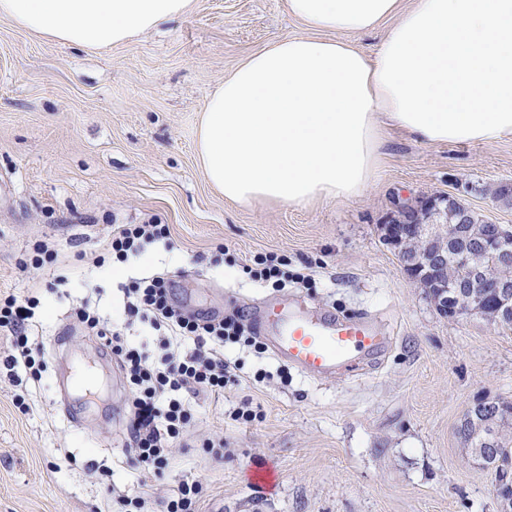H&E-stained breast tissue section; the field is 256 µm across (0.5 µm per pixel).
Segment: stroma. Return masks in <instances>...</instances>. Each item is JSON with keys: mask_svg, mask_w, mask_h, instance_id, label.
<instances>
[{"mask_svg": "<svg viewBox=\"0 0 512 512\" xmlns=\"http://www.w3.org/2000/svg\"><path fill=\"white\" fill-rule=\"evenodd\" d=\"M284 0H196L161 31L104 49L52 41L0 18V296H36L49 353L41 378L7 370L0 329V512H125L118 497L147 493L152 512L181 481H198L199 512H498L490 471L458 434L481 399H512V332L482 319L450 321L382 241L398 206L424 197L465 200L480 219L512 224L496 188L512 184V136L426 143L387 128L371 184L349 200L304 206L225 201L196 162L209 94L247 56L302 33ZM169 225L174 250L150 244L113 262V225ZM54 264L30 267L33 247ZM286 256L306 285L275 288L242 271L257 254ZM165 271L203 311L300 296L313 307L366 310L394 344L378 369L321 383L270 353L229 344L239 382L190 399L187 435L162 474L142 471L124 446L128 392L118 368L70 317L89 304L152 356L165 352L124 309V288ZM96 365L103 407L62 398L65 348ZM259 407L234 421L242 402ZM224 440V456L206 439ZM272 464L274 488L251 481Z\"/></svg>", "mask_w": 512, "mask_h": 512, "instance_id": "stroma-1", "label": "stroma"}]
</instances>
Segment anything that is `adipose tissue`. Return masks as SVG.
Wrapping results in <instances>:
<instances>
[{
  "mask_svg": "<svg viewBox=\"0 0 512 512\" xmlns=\"http://www.w3.org/2000/svg\"><path fill=\"white\" fill-rule=\"evenodd\" d=\"M195 0H0V18L104 48L191 13ZM307 32L249 55L208 97L196 155L226 201L352 199L382 125L428 143L512 135V0H285ZM387 25L374 55L354 35Z\"/></svg>",
  "mask_w": 512,
  "mask_h": 512,
  "instance_id": "1",
  "label": "adipose tissue"
}]
</instances>
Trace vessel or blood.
<instances>
[{
  "label": "vessel or blood",
  "mask_w": 512,
  "mask_h": 512,
  "mask_svg": "<svg viewBox=\"0 0 512 512\" xmlns=\"http://www.w3.org/2000/svg\"><path fill=\"white\" fill-rule=\"evenodd\" d=\"M250 319L275 358L320 382L360 376L392 344L371 313L341 316L296 299L275 301Z\"/></svg>",
  "instance_id": "1"
}]
</instances>
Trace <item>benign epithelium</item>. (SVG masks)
Wrapping results in <instances>:
<instances>
[{
	"instance_id": "obj_1",
	"label": "benign epithelium",
	"mask_w": 512,
	"mask_h": 512,
	"mask_svg": "<svg viewBox=\"0 0 512 512\" xmlns=\"http://www.w3.org/2000/svg\"><path fill=\"white\" fill-rule=\"evenodd\" d=\"M448 200L444 195L426 197L398 213L384 225L383 241L396 252L400 263L440 314L450 320L480 317L491 321L512 319V279L504 272L512 268L509 230L489 223L485 232L472 236L464 223H448ZM455 249L453 278H448V249ZM479 250L492 251L498 269L487 271L475 263ZM481 281L496 289L489 312L473 286ZM495 496L500 512H512V473H501Z\"/></svg>"
}]
</instances>
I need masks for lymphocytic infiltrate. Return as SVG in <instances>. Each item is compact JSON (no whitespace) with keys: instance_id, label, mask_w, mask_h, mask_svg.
<instances>
[{"instance_id":"obj_1","label":"lymphocytic infiltrate","mask_w":512,"mask_h":512,"mask_svg":"<svg viewBox=\"0 0 512 512\" xmlns=\"http://www.w3.org/2000/svg\"><path fill=\"white\" fill-rule=\"evenodd\" d=\"M169 240L170 229L165 224H120L112 230L109 250L117 261L123 262L145 245ZM172 295V281L158 273L135 281L125 291L126 311L177 344L175 351L157 360L129 346L119 331L101 324L89 309L81 308L75 313L78 321L103 340L117 358L131 399L126 427L128 446L143 469L157 474L168 466L171 443L183 438L190 425L191 395H220L229 383L235 382L237 365L225 359L224 345L241 342L255 352L264 350L241 313L219 320L188 314L174 303ZM37 303L36 297L21 300L13 295L0 302V328L10 329L15 335L16 353L7 358L8 367L41 369L46 365L44 350L31 346L26 334Z\"/></svg>"}]
</instances>
